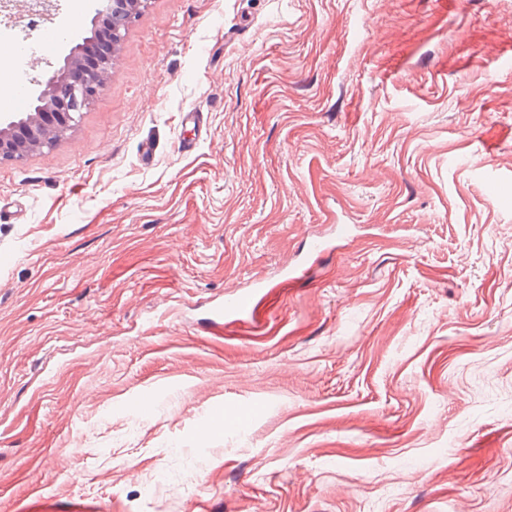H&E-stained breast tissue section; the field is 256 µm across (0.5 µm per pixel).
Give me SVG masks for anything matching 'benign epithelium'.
Here are the masks:
<instances>
[{
	"label": "benign epithelium",
	"instance_id": "benign-epithelium-1",
	"mask_svg": "<svg viewBox=\"0 0 512 512\" xmlns=\"http://www.w3.org/2000/svg\"><path fill=\"white\" fill-rule=\"evenodd\" d=\"M48 10L44 0H17L9 16L25 35L37 29L28 21L35 7ZM135 18L131 0H98L91 28L82 41L72 46L63 63L32 80L29 90L31 107L24 113L0 115V163L19 162L31 151L54 145L75 124L83 110L105 90L112 69V52L123 43L124 31ZM106 33L111 51L94 63L84 61L86 48Z\"/></svg>",
	"mask_w": 512,
	"mask_h": 512
}]
</instances>
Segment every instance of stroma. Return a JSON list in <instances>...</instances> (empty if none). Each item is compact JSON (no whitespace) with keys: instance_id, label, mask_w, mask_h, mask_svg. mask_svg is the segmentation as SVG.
<instances>
[{"instance_id":"35a3bbf8","label":"stroma","mask_w":512,"mask_h":512,"mask_svg":"<svg viewBox=\"0 0 512 512\" xmlns=\"http://www.w3.org/2000/svg\"><path fill=\"white\" fill-rule=\"evenodd\" d=\"M61 4L23 86L87 34ZM511 24L148 0L77 124L0 163V512H512ZM244 292L260 323L213 330Z\"/></svg>"}]
</instances>
